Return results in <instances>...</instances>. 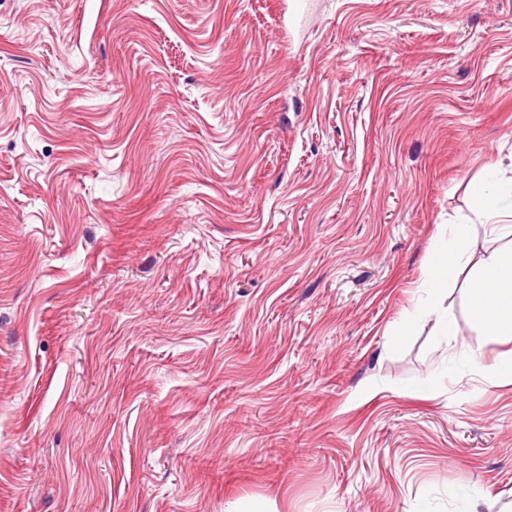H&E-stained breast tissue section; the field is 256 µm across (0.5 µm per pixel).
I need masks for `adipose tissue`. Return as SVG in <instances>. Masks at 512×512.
Segmentation results:
<instances>
[{"label":"adipose tissue","instance_id":"ef3b65f1","mask_svg":"<svg viewBox=\"0 0 512 512\" xmlns=\"http://www.w3.org/2000/svg\"><path fill=\"white\" fill-rule=\"evenodd\" d=\"M471 192L487 234L512 237V154L494 167L489 182L473 185ZM470 235L469 225H448L442 260L428 268L424 286L431 295H438L459 269L476 266L470 290L476 329L487 336L512 337V249L494 250L475 261L465 247Z\"/></svg>","mask_w":512,"mask_h":512}]
</instances>
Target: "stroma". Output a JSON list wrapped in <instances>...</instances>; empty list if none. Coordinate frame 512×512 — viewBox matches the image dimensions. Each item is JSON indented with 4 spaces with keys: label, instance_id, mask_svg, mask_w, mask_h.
I'll use <instances>...</instances> for the list:
<instances>
[{
    "label": "stroma",
    "instance_id": "35a3bbf8",
    "mask_svg": "<svg viewBox=\"0 0 512 512\" xmlns=\"http://www.w3.org/2000/svg\"><path fill=\"white\" fill-rule=\"evenodd\" d=\"M0 0V512H502L471 272L512 0ZM470 235L469 224H448L443 234L442 260L428 268L423 283L424 288H428L430 292L427 306H431L434 298L448 287V282L459 269L470 267L472 264L471 255L464 246Z\"/></svg>",
    "mask_w": 512,
    "mask_h": 512
}]
</instances>
